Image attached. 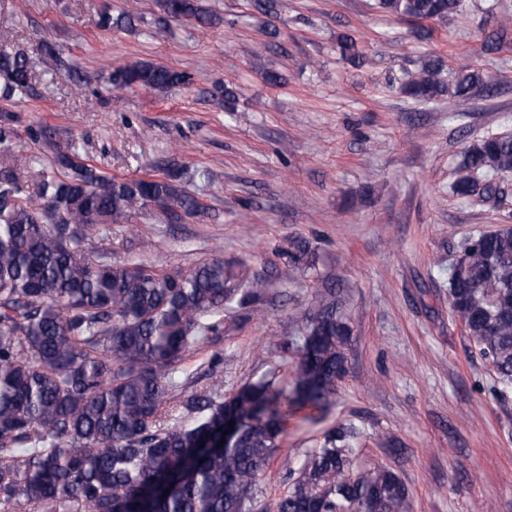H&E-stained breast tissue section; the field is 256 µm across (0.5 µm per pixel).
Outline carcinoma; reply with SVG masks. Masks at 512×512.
Returning <instances> with one entry per match:
<instances>
[{"mask_svg": "<svg viewBox=\"0 0 512 512\" xmlns=\"http://www.w3.org/2000/svg\"><path fill=\"white\" fill-rule=\"evenodd\" d=\"M159 20L220 23L202 0H158ZM384 12L416 24L445 21L461 0H378ZM121 12L100 16L124 28ZM357 64V40L339 39ZM443 60L428 57L402 86L416 102L464 97L480 82L465 64L445 84ZM33 69L23 51L0 52V504L42 512H252L262 472L293 421H315L348 370L351 330L328 286L302 316L295 377L275 386L260 379L229 399L219 384L181 402L194 423L163 428L159 413L176 386L174 373L198 341L224 334V311H255L268 280L218 256L183 272L105 263L85 246L102 224H125L150 208L175 221L195 214L196 197L161 175L115 178L76 152L57 151L61 177L40 173L28 184L10 154L13 109L32 96ZM186 72L151 61L112 69L117 91L166 94L190 84ZM466 174L451 186L459 198H491L496 178L512 173V134L490 133L469 145ZM288 264L305 273L310 243L289 242ZM448 301L467 335L491 362L493 394L512 393V226L470 237L448 264ZM242 431L218 446L224 419ZM356 433L339 425L307 453L275 512H409V490L386 466L356 470Z\"/></svg>", "mask_w": 512, "mask_h": 512, "instance_id": "cac0c4a2", "label": "carcinoma"}]
</instances>
